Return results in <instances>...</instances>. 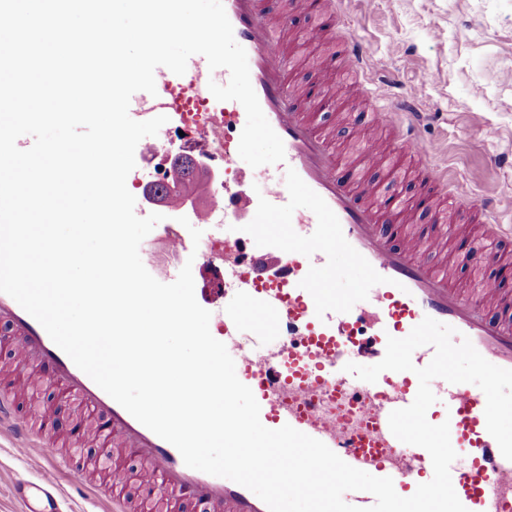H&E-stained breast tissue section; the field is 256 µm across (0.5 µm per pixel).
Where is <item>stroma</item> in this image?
<instances>
[{"label": "stroma", "instance_id": "stroma-1", "mask_svg": "<svg viewBox=\"0 0 512 512\" xmlns=\"http://www.w3.org/2000/svg\"><path fill=\"white\" fill-rule=\"evenodd\" d=\"M291 17L298 40L288 41L286 53L294 65L289 82H315L322 63L346 60V41L356 37L374 48L379 82L373 95L352 94L342 109L314 112L316 125L331 132L344 163L343 177H351L361 154L359 130L368 122L375 97H388L389 80L415 89L420 111L431 120L422 126L431 164L448 169L466 181L475 196L494 200L502 223L512 225V0H345L344 13L334 22V36L304 42L316 16L296 7V0H273ZM435 73L434 83L420 85L422 70ZM496 138H485L486 127ZM456 284L477 290L500 288L512 292V272L502 267L462 264L453 271ZM63 445L31 449L15 458L0 437V512H14L7 488L16 473L35 479L45 471L63 474L67 456Z\"/></svg>", "mask_w": 512, "mask_h": 512}]
</instances>
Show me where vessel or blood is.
Segmentation results:
<instances>
[{
    "mask_svg": "<svg viewBox=\"0 0 512 512\" xmlns=\"http://www.w3.org/2000/svg\"><path fill=\"white\" fill-rule=\"evenodd\" d=\"M223 5L234 37L247 53L260 106L284 143L286 160L264 167L260 193L238 182L219 188L207 179L186 186V193L205 196L202 218L213 221L212 231L196 242L183 225L158 223L140 245L142 262L163 283L175 281L189 262L199 269L223 267L233 297L219 315L215 337L234 359L238 379L252 390L262 424L270 429L292 426L322 441L347 464L392 478L398 495L411 496L432 479L431 457L425 449L399 441L388 418L413 402L418 378L414 371H385L368 383L346 372V364L378 363L388 337H406L429 316L467 337L490 363L512 369V319L491 315L511 307L512 296L494 288L462 291L449 281L447 270L429 262L447 228L430 238L405 236L395 246L388 227L404 223L411 205H429L439 192L450 190L460 221L480 225L493 242L470 256L473 265L486 266L502 264L506 247L512 245V226L495 223L492 199H474L464 182L449 180L433 166L422 169L420 193L410 205L382 197L367 184L342 180L339 153L288 87L287 15L264 10L261 0H223ZM348 53L358 72L374 71L365 43L350 40ZM229 78L227 69L210 70L199 54L190 57L184 74L157 68L155 93L133 94L129 115L137 121L163 115L167 121L157 135L138 143L136 163L170 153L168 135L182 128V101L189 96L206 114L198 148L209 152L213 139H223L225 171L236 172L246 112L238 102L216 100L208 88L209 82L224 85ZM421 118L407 95L390 105H373L371 129L392 125L398 133L389 147L368 141L365 161L389 162L397 173L401 156L425 157L429 148L419 133ZM270 224L287 225V236L268 233ZM342 260L355 277L349 288L336 285ZM0 325L10 327L21 366L48 370L59 403L78 402L94 417L93 426L77 423L69 435L73 447H82L91 434L102 445L120 448L123 456L141 460L140 481L165 493L167 512H180L188 502L204 504L207 512H268L247 488L186 466L172 444L113 400L3 293ZM431 388L437 401L427 419L450 425L458 454L450 473L459 500L468 512H512V461L503 457L487 430L483 391L441 378ZM26 390L22 377L0 389V433L9 435L17 457L54 435L50 406L43 411L41 432L29 429L19 412ZM124 478L120 459L110 460L112 512H128L119 491ZM59 484L51 472L35 480L17 479L10 497L20 512H62Z\"/></svg>",
    "mask_w": 512,
    "mask_h": 512,
    "instance_id": "vessel-or-blood-1",
    "label": "vessel or blood"
}]
</instances>
